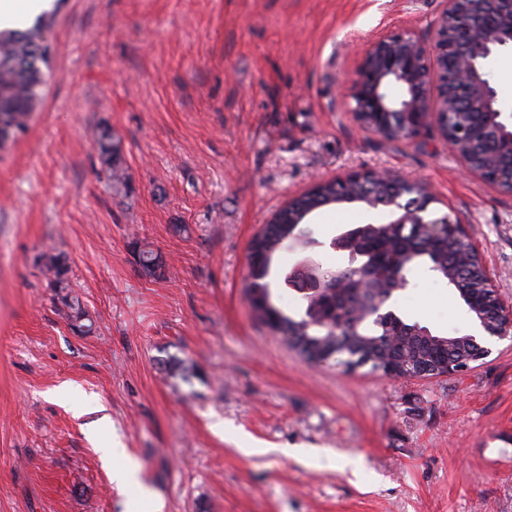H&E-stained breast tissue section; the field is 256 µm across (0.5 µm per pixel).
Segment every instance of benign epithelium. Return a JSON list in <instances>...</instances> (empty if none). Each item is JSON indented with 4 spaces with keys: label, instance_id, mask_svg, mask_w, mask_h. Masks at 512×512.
<instances>
[{
    "label": "benign epithelium",
    "instance_id": "benign-epithelium-1",
    "mask_svg": "<svg viewBox=\"0 0 512 512\" xmlns=\"http://www.w3.org/2000/svg\"><path fill=\"white\" fill-rule=\"evenodd\" d=\"M497 0H443L444 7L430 25L424 39L411 30H401L377 38L364 51L349 87V98L356 102L351 112L355 122L368 134L386 136L398 124L399 138L414 139L423 128L452 113L482 117L485 142L498 150L512 151V122L502 116L497 91L489 74L492 58L502 49H512V0L499 10L490 8ZM398 86L402 96L393 98L389 89ZM450 145L464 168L503 193L512 195V169L490 174L471 153L462 130ZM386 181L392 184L386 210L390 224L448 225V234L458 243L467 240L464 226L430 209L434 203L426 184L407 180L384 170H357L339 179L342 184L370 185ZM312 292L331 285L336 291L347 287L338 272L329 268L313 269L308 264ZM355 287L363 294L382 282L385 298L408 286L396 271L381 275L367 265L356 268ZM484 305L491 313L478 312L472 320L473 331L465 334L474 348L475 360L486 358L491 349L486 337L504 339L512 335V310L505 307L494 288H489Z\"/></svg>",
    "mask_w": 512,
    "mask_h": 512
}]
</instances>
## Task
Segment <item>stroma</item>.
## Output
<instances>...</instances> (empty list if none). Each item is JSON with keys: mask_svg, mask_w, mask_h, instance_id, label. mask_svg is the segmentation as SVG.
<instances>
[{"mask_svg": "<svg viewBox=\"0 0 512 512\" xmlns=\"http://www.w3.org/2000/svg\"><path fill=\"white\" fill-rule=\"evenodd\" d=\"M442 0H62L51 77L0 151V512H512V340L471 370L392 379L313 364L256 321L249 243L313 178L423 180L512 309V195L436 127L361 131L347 88L381 34ZM119 142L111 180L94 133ZM383 214L313 213L312 255ZM162 256L143 276L136 248ZM65 258L93 329L61 313ZM398 315L471 325L424 272ZM142 486L111 481L119 466ZM36 263L38 265L43 264L46 269L52 273L53 279L51 285L55 288L57 293V299L62 305L63 311L66 312V316L70 321V325L77 329L79 332L84 333L83 328H87V331L91 330L92 323H82L86 318L87 313L81 306L77 297L71 295L70 281H69V267L66 264L64 258L60 253L55 254L53 252H41L36 257Z\"/></svg>", "mask_w": 512, "mask_h": 512, "instance_id": "35a3bbf8", "label": "stroma"}]
</instances>
